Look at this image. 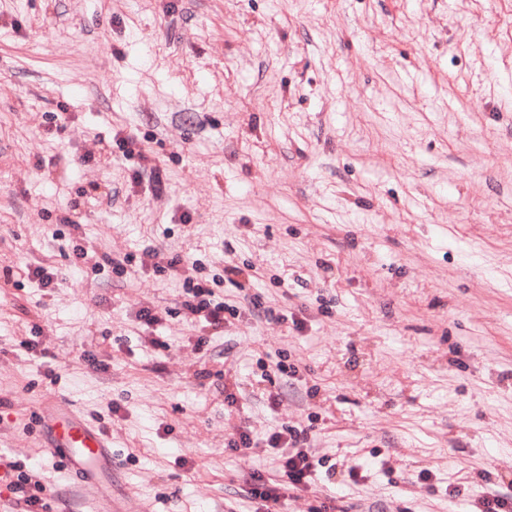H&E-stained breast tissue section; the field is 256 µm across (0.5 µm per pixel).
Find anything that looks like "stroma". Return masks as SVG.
Masks as SVG:
<instances>
[{"mask_svg":"<svg viewBox=\"0 0 512 512\" xmlns=\"http://www.w3.org/2000/svg\"><path fill=\"white\" fill-rule=\"evenodd\" d=\"M198 276L239 309L208 358ZM48 404L108 434L127 512L512 496V0H0V451L76 512ZM285 426L314 484L253 498Z\"/></svg>","mask_w":512,"mask_h":512,"instance_id":"stroma-1","label":"stroma"}]
</instances>
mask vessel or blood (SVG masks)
Returning a JSON list of instances; mask_svg holds the SVG:
<instances>
[{"label":"vessel or blood","instance_id":"1","mask_svg":"<svg viewBox=\"0 0 512 512\" xmlns=\"http://www.w3.org/2000/svg\"><path fill=\"white\" fill-rule=\"evenodd\" d=\"M41 416L47 424V448L81 482L87 512H122L119 502L98 491L99 483L112 473V446L108 435L72 411L61 414L47 405L42 408Z\"/></svg>","mask_w":512,"mask_h":512}]
</instances>
